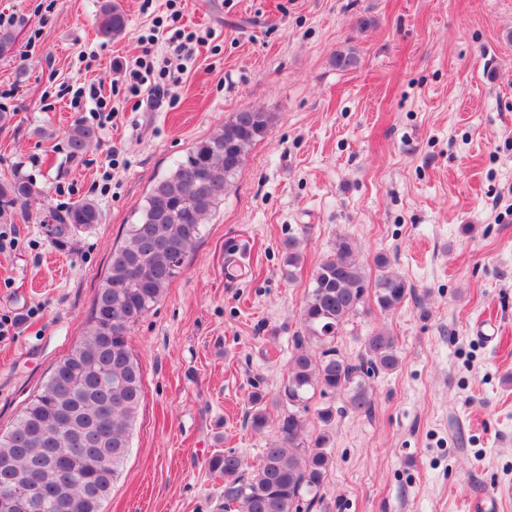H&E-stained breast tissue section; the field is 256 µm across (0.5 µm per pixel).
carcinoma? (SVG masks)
<instances>
[{
	"label": "carcinoma",
	"mask_w": 512,
	"mask_h": 512,
	"mask_svg": "<svg viewBox=\"0 0 512 512\" xmlns=\"http://www.w3.org/2000/svg\"><path fill=\"white\" fill-rule=\"evenodd\" d=\"M99 28L106 38L126 31L116 0H103ZM273 126L268 112H235L209 136L193 143L185 156L158 178L127 225L122 244L112 251L108 273L97 289L84 333L65 360L75 368L71 387H57L52 372L10 429L0 433V489L13 476L34 469L68 483L65 496L48 499L45 512H103L131 448V436L143 399L141 365L129 346L131 327L158 303L194 250L206 218L224 202L249 149ZM98 142V130L81 122L68 131L70 157L83 156ZM44 191L24 176L0 186V207L28 206ZM95 201H77L43 220L62 241L101 223ZM370 278L351 240L341 238L335 251L316 268L302 309L303 331L294 336L288 378L275 402L288 407L272 421L265 395L249 397L248 421L256 432L277 424L279 438L263 449L255 464L228 451L215 455L213 471L224 476V512H314L321 501L331 463L329 435L306 434L300 411L310 392H348L347 403L368 413L373 399L366 380L398 367L395 340L384 331L366 339V357L354 364L331 347L350 317L369 299L389 312L402 306L410 288L377 260ZM323 348L313 355L308 346ZM82 451L75 452V439Z\"/></svg>",
	"instance_id": "carcinoma-1"
}]
</instances>
